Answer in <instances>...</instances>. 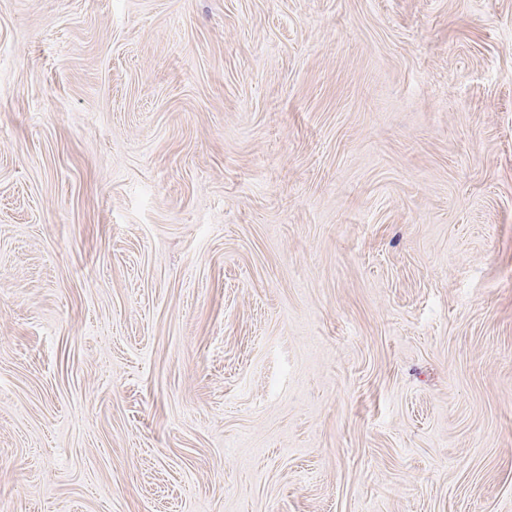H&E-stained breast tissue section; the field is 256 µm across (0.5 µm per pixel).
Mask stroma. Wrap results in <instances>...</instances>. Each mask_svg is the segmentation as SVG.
Instances as JSON below:
<instances>
[{
  "label": "stroma",
  "instance_id": "obj_1",
  "mask_svg": "<svg viewBox=\"0 0 512 512\" xmlns=\"http://www.w3.org/2000/svg\"><path fill=\"white\" fill-rule=\"evenodd\" d=\"M5 512H512V0H0Z\"/></svg>",
  "mask_w": 512,
  "mask_h": 512
}]
</instances>
